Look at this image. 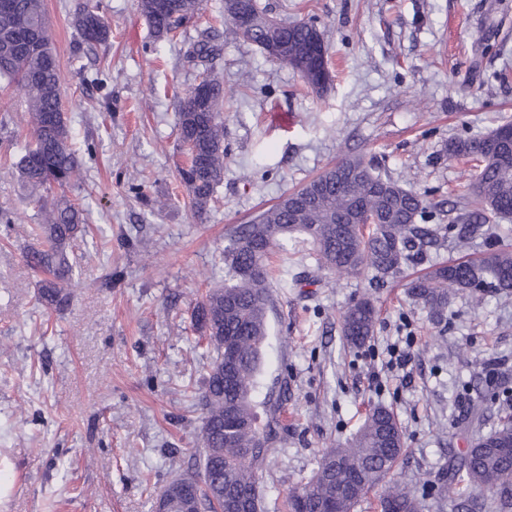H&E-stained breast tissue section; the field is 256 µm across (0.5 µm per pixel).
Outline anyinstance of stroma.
Listing matches in <instances>:
<instances>
[{
  "instance_id": "obj_1",
  "label": "stroma",
  "mask_w": 512,
  "mask_h": 512,
  "mask_svg": "<svg viewBox=\"0 0 512 512\" xmlns=\"http://www.w3.org/2000/svg\"><path fill=\"white\" fill-rule=\"evenodd\" d=\"M84 0H44L63 110L84 152L79 189L93 231L77 240L82 283L58 309L38 300L27 263L38 209L12 168L30 139L25 105L0 83V512H153L157 494L190 474L208 360L191 313L224 279L229 230L347 155H362L426 195L427 221H449L473 170L448 143L512 122V0H260L288 22L314 21L328 48L324 93L239 39L222 0H205L169 37L155 38L138 0H102L107 45H81ZM216 37L224 81V179L196 219L178 176L176 109L198 72L186 45ZM149 196L151 211L128 177ZM274 288L262 391L288 400L259 474L263 512H287L291 488L320 453L349 439L368 411L394 413L405 454L393 476L424 512L469 448L474 415L512 406V293L455 298L442 321L406 294V276L330 283L304 253ZM371 295L372 339L346 343L341 316ZM406 354L391 367V351Z\"/></svg>"
}]
</instances>
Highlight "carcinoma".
Here are the masks:
<instances>
[{
  "label": "carcinoma",
  "mask_w": 512,
  "mask_h": 512,
  "mask_svg": "<svg viewBox=\"0 0 512 512\" xmlns=\"http://www.w3.org/2000/svg\"><path fill=\"white\" fill-rule=\"evenodd\" d=\"M11 3L10 11H0V78L27 102L31 141L15 167L42 214V223L33 225L42 247L32 249L27 262L45 274L37 282L41 304L59 308L68 289L78 285L70 245L88 232L84 210L66 196L80 183L83 158L73 147L62 109L61 76L43 0ZM202 6L203 0H139L158 39ZM74 27L81 43L91 48L109 41V22L93 0L76 13ZM236 33L270 55L262 28ZM280 37L288 43V56L276 61L291 69L296 58L316 47L326 49L311 20L281 23ZM220 52L206 37L189 43L183 54L187 66L207 71L206 100L189 90L177 108L178 139L190 156L178 175L199 217L211 210L224 179V84L214 68ZM448 157L476 162L472 196L448 224L450 244L461 251L485 235L489 217L512 219V123L482 138L450 142ZM309 187L315 202L298 205L295 197ZM428 208L423 195L383 176L363 157L345 156L288 193L287 201L232 228L220 253L227 278L208 290L191 316L210 357L198 392L202 416L194 437L205 480L190 500L179 478L163 488L161 495L176 502L178 512H260L259 472L272 428L261 420L259 408L268 403L258 401L257 393L270 336V257L275 248L295 240L310 246L317 268L332 277L372 271L382 280L420 265L429 250L442 246L440 228L420 223ZM406 288L412 300L440 321L458 295L479 304L488 292H512V247L480 260L459 258L430 266L409 279ZM375 324V306L363 297L343 313L342 335L348 344L361 347L373 336ZM404 447L395 415L385 407L371 409L353 438L324 451L311 478L288 492V512H353L377 487L380 512H423L425 504L409 483L389 480ZM487 496L499 512H512V414L506 409L487 432H478L441 488V499L452 512H481Z\"/></svg>",
  "instance_id": "cac0c4a2"
}]
</instances>
